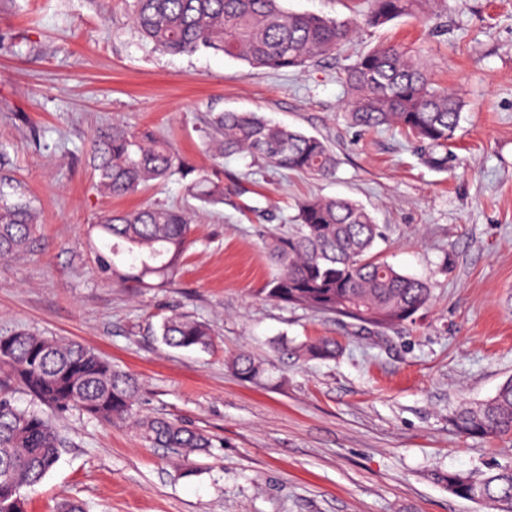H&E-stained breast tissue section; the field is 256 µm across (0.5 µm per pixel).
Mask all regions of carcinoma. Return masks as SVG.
<instances>
[{
    "instance_id": "cac0c4a2",
    "label": "carcinoma",
    "mask_w": 512,
    "mask_h": 512,
    "mask_svg": "<svg viewBox=\"0 0 512 512\" xmlns=\"http://www.w3.org/2000/svg\"><path fill=\"white\" fill-rule=\"evenodd\" d=\"M426 0H371L364 19L378 28L416 13ZM134 26L153 48L169 55L202 49L252 68H303L332 55L358 28L353 20L295 13L281 0H133ZM350 98L348 122L362 129H396L412 138L432 168L448 167V142L455 138L464 100L435 83L416 51L380 44L360 54L344 70ZM208 147L218 157L248 153L268 165L316 177L336 171V157L316 136L273 123L254 112H220L212 120ZM99 187L113 196L175 173L194 175L192 195L203 202L224 200V186L195 171L153 134L114 126L91 140ZM38 208L13 174L0 148V259L26 255L39 245ZM99 270L127 288H158L174 274L192 243L193 228L179 209L144 205L113 211L94 225ZM383 232L366 207L340 197H320L298 205L296 226L269 235L276 274L267 296L318 314H332L380 328L412 319L431 300V288L406 276L373 253ZM161 341L173 348L208 350L209 326L172 316L159 326ZM304 351L316 359L336 356V341L313 340ZM242 378L262 364L240 354L230 365ZM0 512H25L20 490L38 484L58 463L67 439L56 418L72 411L106 424L131 422L142 438L185 455L210 446L205 434L177 421L143 418L134 409L142 382L115 368L94 350L39 333L19 330L0 336ZM18 385L37 402L21 407L12 397ZM470 437L512 436V381L494 397L461 409L453 418ZM448 492L486 502L496 512H512V466L476 476L450 471Z\"/></svg>"
}]
</instances>
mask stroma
<instances>
[{
    "label": "stroma",
    "instance_id": "obj_1",
    "mask_svg": "<svg viewBox=\"0 0 512 512\" xmlns=\"http://www.w3.org/2000/svg\"><path fill=\"white\" fill-rule=\"evenodd\" d=\"M328 18L367 0H283ZM0 147L37 201L41 246L0 264V335L26 328L74 339L138 375L137 411L203 431L184 475L167 448L129 424L60 419L69 440L43 482L21 489L28 512L80 501L90 512H490L441 476L512 464V440L463 436L451 422L512 379V0H430L420 17L362 28L301 70L252 68L212 51L171 56L138 36L127 0H0ZM383 41L419 49L432 78L465 102L447 169L431 168L395 130L348 125L341 77ZM255 112L316 136L335 177L276 170L206 146L220 112ZM121 125L150 130L224 186L191 196L173 176L115 197L98 187L90 139ZM344 196L384 231L375 251L426 281L416 322L360 329L274 302L265 236L294 228L299 202ZM177 206L193 245L161 288H125L92 249L98 217ZM179 314L207 323V351L173 349L156 330ZM336 339L335 358L304 344ZM264 365L244 379L239 352Z\"/></svg>",
    "mask_w": 512,
    "mask_h": 512
}]
</instances>
